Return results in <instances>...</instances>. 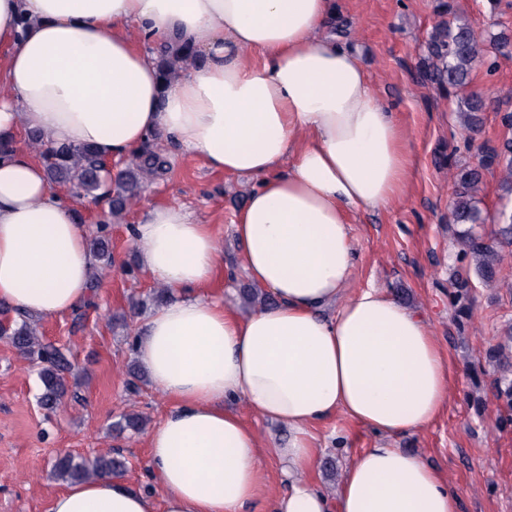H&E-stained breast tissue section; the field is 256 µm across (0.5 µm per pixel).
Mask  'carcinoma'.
Listing matches in <instances>:
<instances>
[{
  "label": "carcinoma",
  "mask_w": 512,
  "mask_h": 512,
  "mask_svg": "<svg viewBox=\"0 0 512 512\" xmlns=\"http://www.w3.org/2000/svg\"><path fill=\"white\" fill-rule=\"evenodd\" d=\"M509 43V35L500 32L492 45H487L482 37L466 21L456 25L441 20L433 28L428 40L427 54L422 58L419 72L422 79L436 82L450 89H457L469 83L473 64L479 60L491 59V52H497ZM159 67L163 80L176 77L181 71L195 64L193 50L184 47L160 48ZM463 121L458 135L465 143H470L471 133L480 122V112L484 102L478 95H471L463 102ZM29 139L41 152L48 180L52 184L73 185L90 195L102 185V160L87 147L56 146L44 134L32 132ZM164 165L159 154L143 150L130 158L123 173L113 180L107 189V200L112 217L119 218L137 196L143 183V175L157 172ZM448 182L456 188L452 203L451 217L456 224H468L470 228L462 232L463 248L456 259L470 260L475 275L483 282L495 280L503 262L499 241L486 239L474 231V225L481 221V211L477 206L476 191L481 171L497 170L502 184L512 191V141L500 146L483 145L479 148L478 166L470 168L455 162L445 167ZM92 251L106 266L111 265L112 256L106 236L101 235L91 243ZM453 303L456 316L470 313L472 286L469 279L455 280L452 283ZM0 336L10 338L18 353L38 368L44 390L41 404L49 411L55 410L67 393L64 374L70 369L69 360L61 349L48 344L38 335L36 329L23 323L18 325L9 319L0 322ZM488 365L492 366L495 398L500 406L512 411V320H508L501 330L498 342L487 353ZM146 423L145 418L130 413L114 424L118 432L139 431ZM126 468L125 458L118 452L109 451L92 459L78 457L70 453L60 454L53 464L57 480L70 484L102 476H120Z\"/></svg>",
  "instance_id": "1"
}]
</instances>
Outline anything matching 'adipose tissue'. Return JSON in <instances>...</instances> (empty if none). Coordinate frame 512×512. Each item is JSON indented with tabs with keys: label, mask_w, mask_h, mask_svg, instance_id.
I'll list each match as a JSON object with an SVG mask.
<instances>
[{
	"label": "adipose tissue",
	"mask_w": 512,
	"mask_h": 512,
	"mask_svg": "<svg viewBox=\"0 0 512 512\" xmlns=\"http://www.w3.org/2000/svg\"><path fill=\"white\" fill-rule=\"evenodd\" d=\"M336 0H0V304L54 318L89 298L77 207L19 147L34 130L126 160L172 138L211 170L252 180L232 226L271 303L243 315L206 290L224 264L211 225L177 203L131 225L141 270L169 288L134 349L173 404L146 436L161 492L119 477L68 485L51 512H248L274 453L273 512H460L444 476L393 439L434 423L453 370L425 317L385 288H352L354 214L406 188L408 137L328 25ZM146 41L193 48L162 82ZM251 51L253 60L242 58ZM287 426L262 442L236 408ZM379 438L334 494L307 478L335 416Z\"/></svg>",
	"instance_id": "adipose-tissue-1"
}]
</instances>
